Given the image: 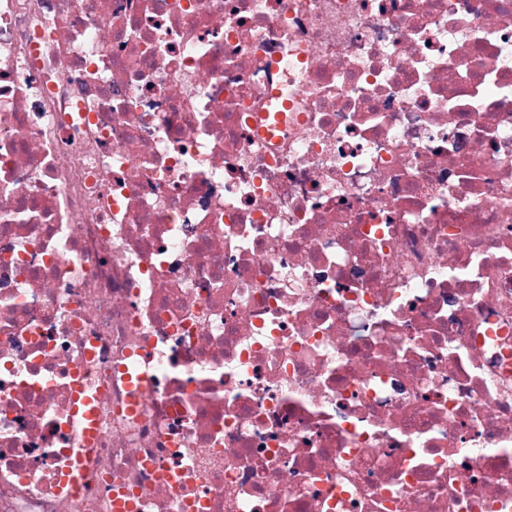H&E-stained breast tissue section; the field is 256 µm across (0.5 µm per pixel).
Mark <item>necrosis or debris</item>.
I'll return each mask as SVG.
<instances>
[{
	"instance_id": "1",
	"label": "necrosis or debris",
	"mask_w": 512,
	"mask_h": 512,
	"mask_svg": "<svg viewBox=\"0 0 512 512\" xmlns=\"http://www.w3.org/2000/svg\"><path fill=\"white\" fill-rule=\"evenodd\" d=\"M0 512H512V0H0Z\"/></svg>"
}]
</instances>
